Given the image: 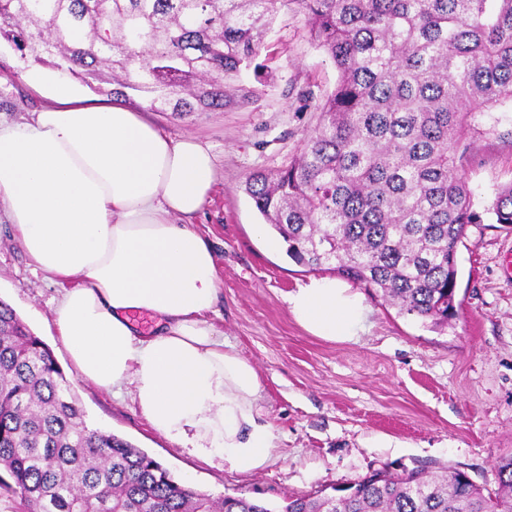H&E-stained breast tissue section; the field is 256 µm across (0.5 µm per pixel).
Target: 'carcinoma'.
<instances>
[{
  "label": "carcinoma",
  "mask_w": 512,
  "mask_h": 512,
  "mask_svg": "<svg viewBox=\"0 0 512 512\" xmlns=\"http://www.w3.org/2000/svg\"><path fill=\"white\" fill-rule=\"evenodd\" d=\"M302 14L339 78L285 166L246 181L311 271L375 291L443 331L459 316L457 250L470 224L512 229V182L479 211L478 143L512 148V0H0V44L97 93L186 118L250 102L234 82L282 8ZM458 470L387 465L342 497L215 499L128 440L91 428L52 351L0 301V487L28 512H512Z\"/></svg>",
  "instance_id": "carcinoma-1"
}]
</instances>
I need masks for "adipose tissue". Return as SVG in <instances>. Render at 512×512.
Instances as JSON below:
<instances>
[{
	"instance_id": "ef3b65f1",
	"label": "adipose tissue",
	"mask_w": 512,
	"mask_h": 512,
	"mask_svg": "<svg viewBox=\"0 0 512 512\" xmlns=\"http://www.w3.org/2000/svg\"><path fill=\"white\" fill-rule=\"evenodd\" d=\"M217 158L144 113L90 105L64 82L30 116L0 119V219L35 269L64 289L53 314L78 376L131 394L152 430L240 472L265 467L276 435L260 414L256 367L210 323L215 250L188 219L216 181ZM300 325L357 336L366 308L322 278L289 293Z\"/></svg>"
}]
</instances>
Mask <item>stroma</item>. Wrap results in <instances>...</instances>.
<instances>
[{"label":"stroma","mask_w":512,"mask_h":512,"mask_svg":"<svg viewBox=\"0 0 512 512\" xmlns=\"http://www.w3.org/2000/svg\"><path fill=\"white\" fill-rule=\"evenodd\" d=\"M269 75L242 83L248 104L180 119L151 113L172 137L193 136L218 159L215 190L195 219L213 244L221 270L219 300L209 320L257 369L259 405L277 447L265 468L245 473L202 459L153 431L130 398L81 381L57 332L53 300L59 285L35 271L0 223V300L8 303L53 352L76 392L88 425L147 452L176 479L219 497L268 502L361 481L394 463L406 469L464 471L496 491L495 461L512 451V230L469 225L458 247L459 318L439 332L398 315L374 292L361 294L367 319L350 341L313 335L293 317L285 297L315 275L285 249L270 250L274 230L256 236L262 218L245 191L256 171L286 165L319 123L302 93L322 99L338 72L310 39L303 15L284 9L265 40ZM52 75L0 45V118L16 120L42 107ZM475 205L512 181V149L485 144L467 174Z\"/></svg>","instance_id":"stroma-1"}]
</instances>
